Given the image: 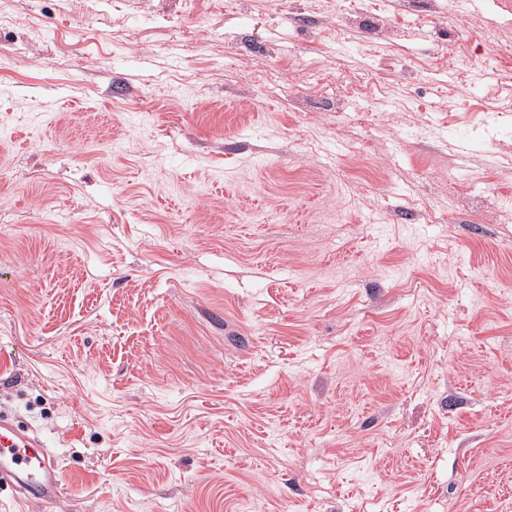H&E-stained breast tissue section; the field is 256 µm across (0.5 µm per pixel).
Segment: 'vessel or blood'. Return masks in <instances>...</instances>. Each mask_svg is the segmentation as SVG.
<instances>
[{"instance_id":"obj_1","label":"vessel or blood","mask_w":512,"mask_h":512,"mask_svg":"<svg viewBox=\"0 0 512 512\" xmlns=\"http://www.w3.org/2000/svg\"><path fill=\"white\" fill-rule=\"evenodd\" d=\"M10 481L22 498L49 507L62 489V472L44 441L0 416V481Z\"/></svg>"}]
</instances>
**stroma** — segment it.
I'll return each mask as SVG.
<instances>
[{
	"mask_svg": "<svg viewBox=\"0 0 512 512\" xmlns=\"http://www.w3.org/2000/svg\"><path fill=\"white\" fill-rule=\"evenodd\" d=\"M2 414L54 512H512V0H0Z\"/></svg>",
	"mask_w": 512,
	"mask_h": 512,
	"instance_id": "stroma-1",
	"label": "stroma"
}]
</instances>
